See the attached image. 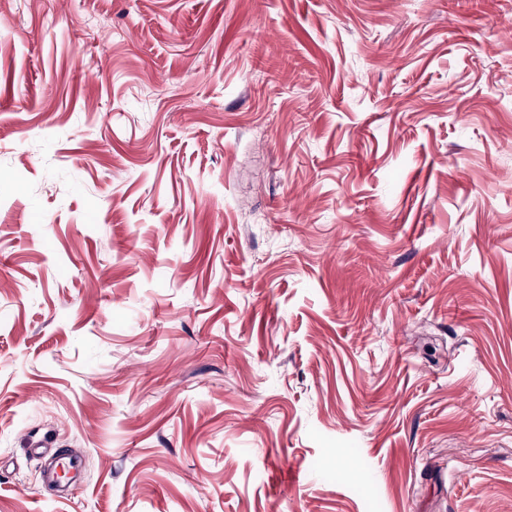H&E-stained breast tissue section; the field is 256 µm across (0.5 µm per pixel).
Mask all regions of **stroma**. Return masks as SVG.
Returning a JSON list of instances; mask_svg holds the SVG:
<instances>
[{
    "instance_id": "1",
    "label": "stroma",
    "mask_w": 512,
    "mask_h": 512,
    "mask_svg": "<svg viewBox=\"0 0 512 512\" xmlns=\"http://www.w3.org/2000/svg\"><path fill=\"white\" fill-rule=\"evenodd\" d=\"M0 512H512V0H0ZM28 448L32 454L39 460H43L48 457V464L45 471L46 481L49 483H55V475L57 467L59 466H70L73 467L74 463L68 457L63 455L52 453L53 445H51L44 438H37L36 436H30L28 439Z\"/></svg>"
}]
</instances>
